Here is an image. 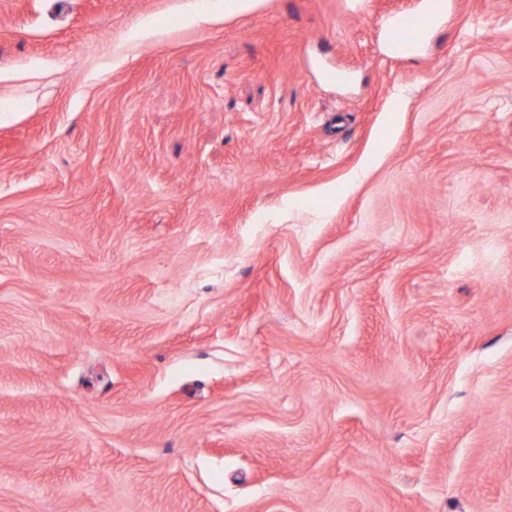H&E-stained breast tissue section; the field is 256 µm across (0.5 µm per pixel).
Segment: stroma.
<instances>
[{
    "label": "stroma",
    "instance_id": "obj_1",
    "mask_svg": "<svg viewBox=\"0 0 512 512\" xmlns=\"http://www.w3.org/2000/svg\"><path fill=\"white\" fill-rule=\"evenodd\" d=\"M226 2L0 0V512H512V0ZM430 4L428 1L423 12L389 23L388 32L394 44L419 47L424 43L432 18Z\"/></svg>",
    "mask_w": 512,
    "mask_h": 512
}]
</instances>
